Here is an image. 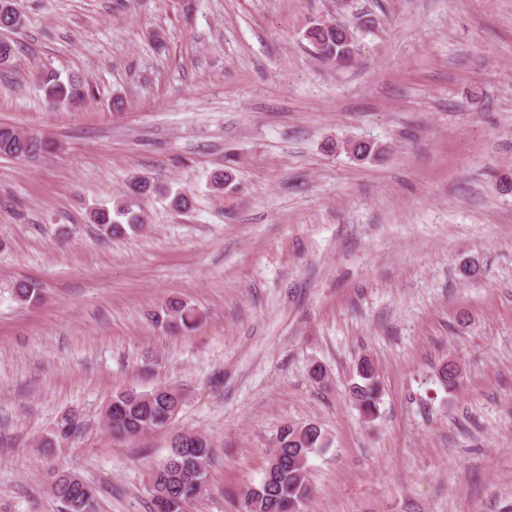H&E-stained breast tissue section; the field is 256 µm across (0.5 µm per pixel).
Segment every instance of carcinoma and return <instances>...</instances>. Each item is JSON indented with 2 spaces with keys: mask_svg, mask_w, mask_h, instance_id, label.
Wrapping results in <instances>:
<instances>
[{
  "mask_svg": "<svg viewBox=\"0 0 512 512\" xmlns=\"http://www.w3.org/2000/svg\"><path fill=\"white\" fill-rule=\"evenodd\" d=\"M24 27L23 14L15 0H0V28L13 32ZM308 41L322 52L321 58L335 61L336 41L315 28ZM17 43L0 41V69L10 67ZM46 98L54 107L75 108L90 95V87L75 77L63 81L56 73L42 79ZM55 142L0 126V156L21 158L50 153ZM355 159L366 161L382 153V148L368 141L359 142ZM162 193L176 214L188 212L190 197L173 192L148 178L136 177L129 184L128 199L116 202L112 208H94L90 219L102 238H120L144 223L141 212L134 209V199L152 193ZM14 298L26 304L40 301L35 284L16 281L10 285ZM156 324L170 332H191L200 324L202 315L182 299L170 298L154 314ZM350 395L360 414L372 419L377 415L382 396L378 367L371 358L359 359L355 366ZM184 404V395L171 387L155 386L150 390L128 389L112 396L104 409V423L112 436L135 439L157 430L169 428ZM80 422L73 414L64 415L57 424L55 437L69 439L79 433ZM327 445L320 425L285 423L278 430L274 448L260 484L247 489L241 498V512H303L311 495L309 458ZM215 448L211 438L198 433L178 432L166 457L149 468L147 485L152 512H185L186 505L205 488L208 465ZM49 490L64 506V512H99L96 492L77 474L59 468L51 477Z\"/></svg>",
  "mask_w": 512,
  "mask_h": 512,
  "instance_id": "carcinoma-1",
  "label": "carcinoma"
}]
</instances>
